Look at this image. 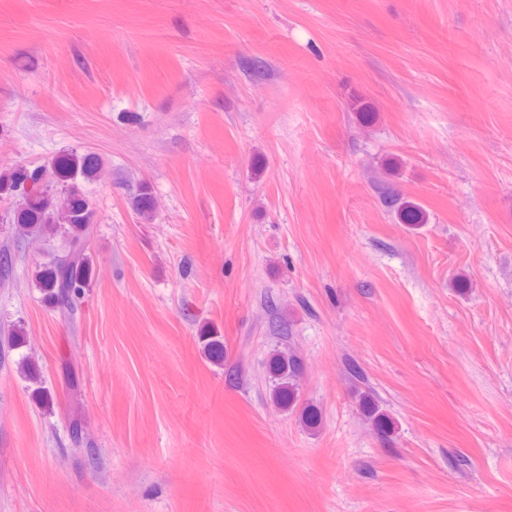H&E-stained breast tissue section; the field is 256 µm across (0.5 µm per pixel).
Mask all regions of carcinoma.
<instances>
[{"mask_svg": "<svg viewBox=\"0 0 512 512\" xmlns=\"http://www.w3.org/2000/svg\"><path fill=\"white\" fill-rule=\"evenodd\" d=\"M103 163L99 156L68 152L57 156L50 171L43 168L10 167L0 171V197H21L10 213L8 223L22 236L45 239L60 238L67 260L51 254L35 267L34 279L44 301L64 315L72 316L78 310L80 297L89 287L93 268L88 254V242L93 233V205L89 198L76 190L81 181L100 176ZM132 208L144 219L154 216L155 202L150 186L140 183L130 198ZM389 203L397 207L402 224H421L425 215L420 205L402 202L392 197ZM204 354L214 363H224V339L213 329L200 336ZM275 384L272 401L281 407L297 402L296 378L299 364L286 354H276L269 365ZM358 406L373 428L382 434L393 430L390 417L380 408L374 395L359 394ZM318 409L306 405L300 410V422L308 430L319 427Z\"/></svg>", "mask_w": 512, "mask_h": 512, "instance_id": "cac0c4a2", "label": "carcinoma"}]
</instances>
